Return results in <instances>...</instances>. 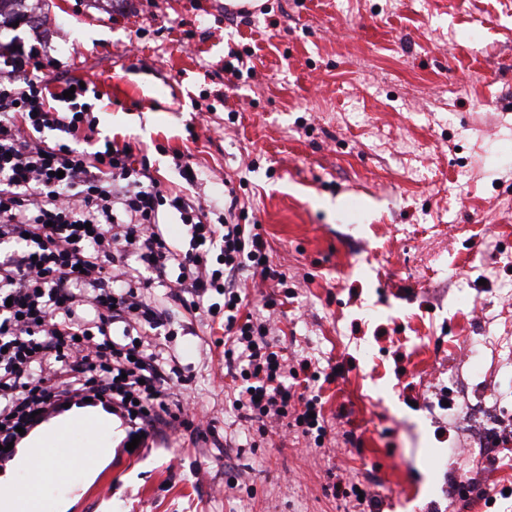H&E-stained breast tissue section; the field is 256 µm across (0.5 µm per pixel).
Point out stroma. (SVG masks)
Segmentation results:
<instances>
[{"instance_id":"stroma-1","label":"stroma","mask_w":512,"mask_h":512,"mask_svg":"<svg viewBox=\"0 0 512 512\" xmlns=\"http://www.w3.org/2000/svg\"><path fill=\"white\" fill-rule=\"evenodd\" d=\"M53 79L101 92V135L181 189L233 187L287 276L281 343L312 359L324 447L272 435L223 450L176 433L139 454L114 425L95 479L52 487L63 512H344L340 474L382 512H512V437L475 461L460 410L512 407V0H32ZM249 52L233 75L230 52ZM494 329L483 375L467 340ZM203 326L171 340L217 432L236 413ZM455 409H448L447 398ZM241 486L229 490V475ZM472 488L457 494L459 481Z\"/></svg>"}]
</instances>
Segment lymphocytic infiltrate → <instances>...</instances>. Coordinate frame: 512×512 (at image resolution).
I'll return each instance as SVG.
<instances>
[{"mask_svg": "<svg viewBox=\"0 0 512 512\" xmlns=\"http://www.w3.org/2000/svg\"><path fill=\"white\" fill-rule=\"evenodd\" d=\"M73 91L65 99V91ZM186 183L162 189L147 155L100 138L88 89L55 82L37 50L0 57V445L20 442L64 405L91 399L153 436L180 429L206 440L188 376L162 331L168 308L221 322L224 372L247 442L295 430L323 447L319 396L298 395L271 315L244 312L241 276L285 286L255 225L190 193L198 181L175 154ZM178 218L184 235L168 232Z\"/></svg>", "mask_w": 512, "mask_h": 512, "instance_id": "lymphocytic-infiltrate-1", "label": "lymphocytic infiltrate"}]
</instances>
